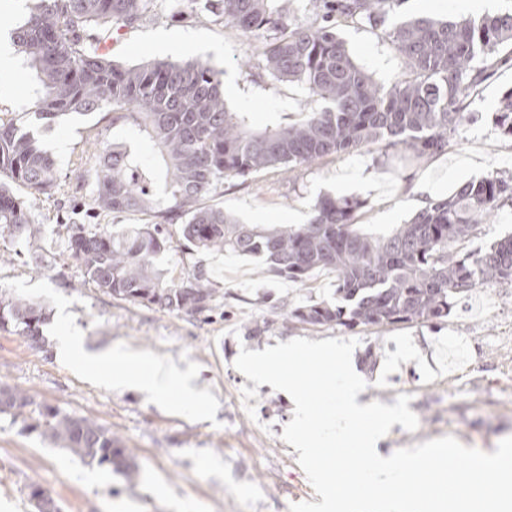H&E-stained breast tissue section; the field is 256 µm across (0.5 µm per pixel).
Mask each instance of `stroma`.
<instances>
[{
	"label": "stroma",
	"mask_w": 512,
	"mask_h": 512,
	"mask_svg": "<svg viewBox=\"0 0 512 512\" xmlns=\"http://www.w3.org/2000/svg\"><path fill=\"white\" fill-rule=\"evenodd\" d=\"M485 13H512V0H488L483 10L474 0H402L381 27L342 20L336 31L355 63L388 87L406 75L388 36L397 23L411 16L478 18ZM114 39L112 58L125 65L195 60L222 71L228 108L254 130L286 126L313 105L301 83H272L256 67L260 37H244L188 0H158ZM499 55L500 63L464 102L467 111L479 113V121L450 137L443 152L405 165L394 149L378 143L289 173L271 170L225 179L216 202L242 223L272 229L306 223L322 195L357 199L363 203L357 224L383 237L462 183L493 172L512 174V139L492 123L503 92L512 88V49L502 48ZM94 127L105 142L127 143L146 161L154 160L151 143L131 122L72 114L41 132L61 179L71 178V162ZM38 206L44 252L37 258L26 242L0 240V250L15 254L0 262V287L45 307V344L38 347L0 331V385L24 390L35 407L48 405L110 429L131 449L139 475L130 482L110 469L86 465L22 419L0 414V512H33L29 491L34 484L60 512H289L291 504L316 501L297 452L282 439L293 418L291 397L261 385L253 400L256 414L248 416L242 397L248 380L234 366L241 349L261 350L299 337L358 339L357 358L366 348L374 349V369L355 367L368 384L362 402L391 405L399 394L410 395L408 407L419 425L412 432L393 425L378 444L384 454L446 435L491 453L512 436L510 284L476 288L438 327L312 328L293 321L289 312L311 299L332 298L333 273L316 272L301 285L268 272L261 259L200 254L179 243L159 257V265L172 271L204 265L218 298L208 317L178 316L115 300L84 284L79 267L64 252L66 230L56 222L66 199L44 197ZM260 322L266 330L250 337ZM69 335L82 337L92 353L118 347L192 370L215 399L211 414L196 416L180 407L176 395L167 408L139 393L98 385L62 355L60 339Z\"/></svg>",
	"instance_id": "obj_1"
}]
</instances>
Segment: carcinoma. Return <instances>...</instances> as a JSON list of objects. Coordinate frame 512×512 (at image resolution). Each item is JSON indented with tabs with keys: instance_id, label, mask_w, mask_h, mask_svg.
Returning <instances> with one entry per match:
<instances>
[{
	"instance_id": "obj_1",
	"label": "carcinoma",
	"mask_w": 512,
	"mask_h": 512,
	"mask_svg": "<svg viewBox=\"0 0 512 512\" xmlns=\"http://www.w3.org/2000/svg\"><path fill=\"white\" fill-rule=\"evenodd\" d=\"M154 0H25L16 22H2L23 64L35 73L24 103L0 102V238L41 248L35 201L61 191L56 159L40 128L23 116L51 122L71 114L106 112L129 117L160 152L161 164L144 163L129 146L89 133L78 155V188L88 185L86 206L99 217H148L115 232L110 224H71L65 250L91 284L112 298L155 306L177 315L210 312L216 288L203 265L167 276L157 264L177 227L185 247L229 250L264 260L269 271L305 283L316 271L336 277V297L309 300L290 311L311 327L438 325L454 303L484 284L512 283V236L477 254L454 246L505 201L512 203V174H491L432 201L406 224L375 238L355 224L362 203L321 197L305 224L273 230L241 224L215 196L224 179L312 165L384 142L415 161L448 146L451 136L477 120L463 100L489 75L497 50L512 45V13L439 20L416 16L391 31L409 77L388 88L350 56L336 18L365 19L377 27L401 0H309L319 25H291L283 0H216L218 14L246 35H261L262 70L279 82H300L320 106L276 130L254 131L227 109L221 72L199 62L152 61L125 66L100 51L112 34L133 26ZM494 122L512 138V89L502 96ZM42 306L0 291V331L42 344ZM33 404L18 388L0 387V414L24 417ZM35 427L90 465L130 478L131 449L96 422L45 406ZM35 512H58L53 498L30 488Z\"/></svg>"
}]
</instances>
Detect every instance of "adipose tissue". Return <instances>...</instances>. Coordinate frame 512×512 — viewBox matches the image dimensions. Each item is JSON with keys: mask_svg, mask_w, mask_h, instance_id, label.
Wrapping results in <instances>:
<instances>
[{"mask_svg": "<svg viewBox=\"0 0 512 512\" xmlns=\"http://www.w3.org/2000/svg\"><path fill=\"white\" fill-rule=\"evenodd\" d=\"M63 349L72 362L87 364L92 378L105 388L127 387L162 401L175 391L181 392L196 407H205L207 395L194 387L189 379L170 361L131 352L113 350L88 356L80 340L65 337Z\"/></svg>", "mask_w": 512, "mask_h": 512, "instance_id": "obj_1", "label": "adipose tissue"}]
</instances>
